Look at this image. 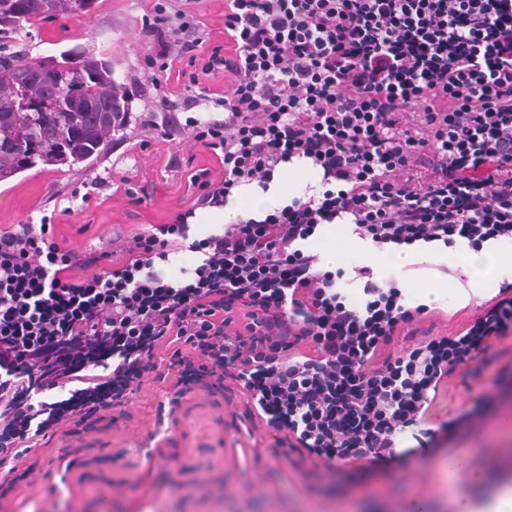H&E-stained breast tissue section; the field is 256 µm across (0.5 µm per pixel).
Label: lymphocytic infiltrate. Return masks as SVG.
Segmentation results:
<instances>
[{
  "label": "lymphocytic infiltrate",
  "mask_w": 512,
  "mask_h": 512,
  "mask_svg": "<svg viewBox=\"0 0 512 512\" xmlns=\"http://www.w3.org/2000/svg\"><path fill=\"white\" fill-rule=\"evenodd\" d=\"M145 29L156 91L179 56L194 67L150 130L209 150L222 177L191 174L192 206L123 243L107 268L50 222L0 230V454L64 422L99 430L166 342L170 410L194 388H240L283 457L370 468L408 456L409 427L432 444L448 430L421 426L440 384L465 365L480 374L512 334V282L462 333L396 356L388 346L427 305L408 306L367 266L349 301L344 269H322L303 244L341 219L378 249L512 242V0H224L217 37L157 4ZM296 159L321 193L262 201L260 217L191 238L197 209L244 185L269 191ZM185 249L194 268L163 277L157 264ZM66 385L68 398L47 401Z\"/></svg>",
  "instance_id": "obj_1"
}]
</instances>
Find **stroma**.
I'll use <instances>...</instances> for the list:
<instances>
[{
    "label": "stroma",
    "mask_w": 512,
    "mask_h": 512,
    "mask_svg": "<svg viewBox=\"0 0 512 512\" xmlns=\"http://www.w3.org/2000/svg\"><path fill=\"white\" fill-rule=\"evenodd\" d=\"M168 12L192 11L212 32L224 28V0H94L88 13L54 15L35 27L0 28V51L41 63L63 55L92 56L111 63L114 78L129 93V125L91 165L79 170L36 166L0 181V229L51 217L57 239L79 254L118 237L124 240L168 222L192 201L187 176L222 171L201 146L174 144L144 132L160 103L149 81L150 39L143 16L154 4ZM146 187L147 203H129L122 178ZM323 238L342 247L339 263H366L383 279L401 280L411 305L430 311L411 336H398L393 354L425 335L454 336L479 318L478 281L512 280V245H492L482 254L459 248L451 253L422 251L400 265L393 254L371 251L352 236L349 225L324 226ZM448 273H441V266ZM431 301H424V292ZM497 361L479 376L454 375L429 410L425 425L454 420L447 437L414 457L386 466L376 485L372 471L355 464L298 467L280 458L274 431L248 418L247 396L238 389L221 396L189 392L175 420L159 421L175 381L171 347H158L156 369L140 388L114 409L116 424L97 432L67 434L55 428L31 451L6 466L28 469L27 478L0 499V512H403L412 502L424 512H448L441 494L443 461L464 454L467 463L456 486L476 504L495 488L512 484V338L494 342ZM106 462L86 475V448ZM485 481L473 483L474 471Z\"/></svg>",
    "instance_id": "obj_1"
}]
</instances>
